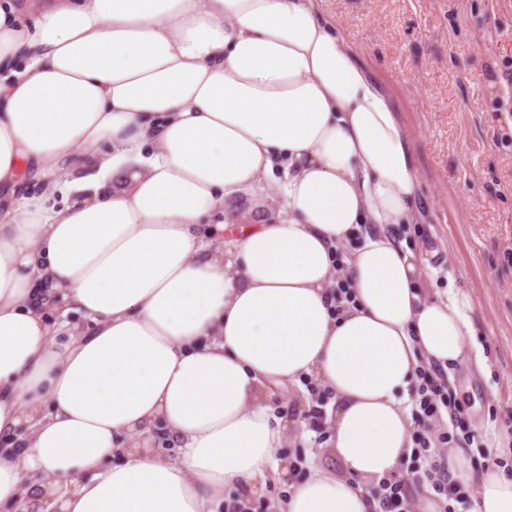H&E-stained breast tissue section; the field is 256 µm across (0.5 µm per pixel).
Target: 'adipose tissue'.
<instances>
[{
  "label": "adipose tissue",
  "instance_id": "adipose-tissue-1",
  "mask_svg": "<svg viewBox=\"0 0 512 512\" xmlns=\"http://www.w3.org/2000/svg\"><path fill=\"white\" fill-rule=\"evenodd\" d=\"M417 165L324 0H0V512H216L273 480L276 512H374L418 367H486L469 297L419 295L395 234ZM279 169L278 216L236 210ZM306 379L347 477L276 456L309 431L266 390ZM448 472L512 512V475Z\"/></svg>",
  "mask_w": 512,
  "mask_h": 512
}]
</instances>
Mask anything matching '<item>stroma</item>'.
I'll return each instance as SVG.
<instances>
[{
    "label": "stroma",
    "instance_id": "1",
    "mask_svg": "<svg viewBox=\"0 0 512 512\" xmlns=\"http://www.w3.org/2000/svg\"><path fill=\"white\" fill-rule=\"evenodd\" d=\"M340 32L389 91L415 141L424 221L402 226L430 272L423 294L456 286L472 303L487 373L456 368L452 445L484 467L480 447L512 465V0H325ZM328 429L279 456L346 477ZM303 469L297 477H305Z\"/></svg>",
    "mask_w": 512,
    "mask_h": 512
}]
</instances>
